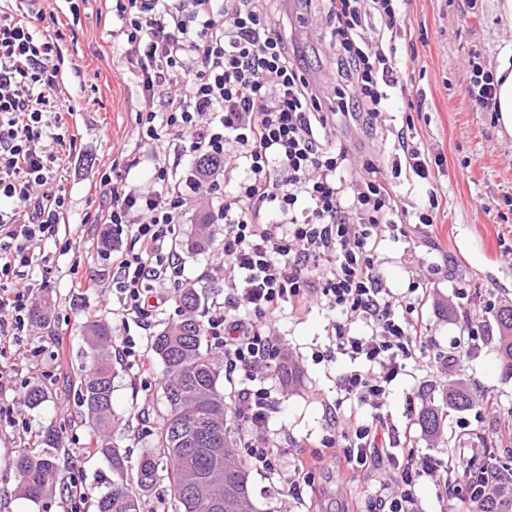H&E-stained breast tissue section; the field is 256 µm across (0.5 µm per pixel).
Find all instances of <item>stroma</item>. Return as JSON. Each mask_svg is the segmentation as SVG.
I'll use <instances>...</instances> for the list:
<instances>
[{
  "label": "stroma",
  "mask_w": 512,
  "mask_h": 512,
  "mask_svg": "<svg viewBox=\"0 0 512 512\" xmlns=\"http://www.w3.org/2000/svg\"><path fill=\"white\" fill-rule=\"evenodd\" d=\"M403 10L411 34L396 37L397 55L408 60L407 84L413 97L423 102L410 134L430 155L442 156L444 164L430 182L406 170L390 169L386 175L395 178L406 207L421 206L432 188L438 190L441 205L432 226L414 229V244L381 241L377 264L396 294L406 293L414 281L427 282L429 301L417 317L439 360L423 367L408 365L406 373L391 383L383 413L396 435L411 432L419 453L444 467L446 443L410 426L408 398L442 391L458 380L476 386L495 400V410L479 416L470 410L451 414L452 430H459L466 418L472 433L465 446H476L482 436L500 445L512 443V376L504 371L494 341L498 309L512 306V137L501 133L496 113L476 110L466 95L471 54L479 53L482 67L493 70L500 51L512 44V25L501 20L495 0H406ZM57 18L64 35V87L77 107L70 121L76 148L62 163L69 214L65 234L42 246L53 262L38 297L47 306L49 330L31 328L22 350L0 349V406L14 410L13 418L0 420V512H64V492H56L49 507H41L20 493L10 469L20 448L60 423L66 426L71 472L86 490L89 512H94L99 496L112 485V469L101 455L84 453L88 430L77 388L89 364L86 319L93 315L107 322L116 340L133 338L144 351L163 324L178 318L172 301L146 322H125L113 314L112 255L100 248L101 225L87 223L85 217L102 199L103 173L120 171L131 185L142 186L153 179L155 158H164L179 177L185 176L186 168L173 146L137 148L135 116L141 93L128 70L113 63L112 15L102 0H86L79 14L66 9ZM413 36L418 39L414 46L409 43ZM405 105V99L393 96L392 121L375 131L352 130L356 151L396 142ZM212 231L214 242L208 250L183 254L180 282L220 300L224 273L214 259L224 242V227L216 224ZM475 309L480 312L483 339L463 364H448L442 356L463 335L466 318ZM329 319L318 305L299 320L286 312L280 315L281 354L299 366L301 384L289 388L279 380L273 383L268 419L280 456L274 470L252 473L253 490L264 512H354L357 501L390 475L385 461L355 475L321 467L312 499L290 498L283 485V474L292 471L297 459L322 454L325 407L336 400L337 375L351 365L342 356L329 361L312 358L325 348ZM55 332L66 337L64 351L55 348ZM114 366L112 437L135 459L149 447V429L164 410L163 366L155 364L153 372L144 375L126 360H115ZM36 386L49 387L51 399L36 408L24 407L26 394Z\"/></svg>",
  "instance_id": "1"
}]
</instances>
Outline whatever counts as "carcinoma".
Masks as SVG:
<instances>
[{
	"mask_svg": "<svg viewBox=\"0 0 512 512\" xmlns=\"http://www.w3.org/2000/svg\"><path fill=\"white\" fill-rule=\"evenodd\" d=\"M213 244L210 224L202 219L194 235L180 241L182 251L193 254ZM179 319L165 324L152 336L150 349L163 365L162 386L166 410L153 427L150 448L142 452L127 478L129 455L111 441L112 327L92 316L85 323V338L92 365L80 378V404L88 431L95 438L94 451L112 467V487L97 501V512H140L141 497L167 481L162 499L171 512H215L212 504L224 500V486L251 483V466L228 431L227 395L220 386L219 359L209 350L203 321V294L186 286L176 299ZM496 347L505 372L512 373V307L497 313ZM484 394L464 382L448 389L438 401L421 404L417 423L431 438H441L448 413L469 410ZM495 454L493 471L500 479L473 512H512V454ZM65 427L47 428L32 445L21 448L12 461L20 491L36 503H48L65 485L61 459L65 458Z\"/></svg>",
	"mask_w": 512,
	"mask_h": 512,
	"instance_id": "cac0c4a2",
	"label": "carcinoma"
}]
</instances>
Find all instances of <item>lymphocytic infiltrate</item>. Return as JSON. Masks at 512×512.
<instances>
[{
    "label": "lymphocytic infiltrate",
    "instance_id": "1",
    "mask_svg": "<svg viewBox=\"0 0 512 512\" xmlns=\"http://www.w3.org/2000/svg\"><path fill=\"white\" fill-rule=\"evenodd\" d=\"M24 17L0 8V341L19 343L38 298L32 267L50 273L40 244L58 237L67 213L53 148L69 133L58 44L42 24L45 0H26ZM110 35L141 87L135 121L141 140L178 137L191 167L186 179L158 162L149 186L102 174L109 203L93 221L125 228L131 240L112 260L117 312L145 320L157 287L183 274L175 234L189 209L218 199L225 224L221 253L233 277L208 322L227 374L246 386L233 396L250 463L276 466L273 439L253 445L267 423L270 381L280 350L273 328L282 309L295 315L320 303L335 318L327 358L348 357L337 378L339 403L328 404L324 466L354 473L388 453L382 409L388 387L408 363L430 362V344L414 319L426 291L396 298L377 270L383 238L407 240L411 225H430L439 206L399 205L382 168L383 150L354 152L347 125L373 128L386 119L389 91L404 87L405 68L385 35L406 29L400 0H324L315 27L339 78L322 86L296 54L293 29L278 0H109ZM380 25H373V18ZM218 168L201 170V158ZM248 307V319L238 318ZM362 323L365 335L352 331ZM352 412L343 415L342 403ZM394 476L368 493L360 512H419L416 486L438 467L415 449L392 461Z\"/></svg>",
    "mask_w": 512,
    "mask_h": 512
}]
</instances>
